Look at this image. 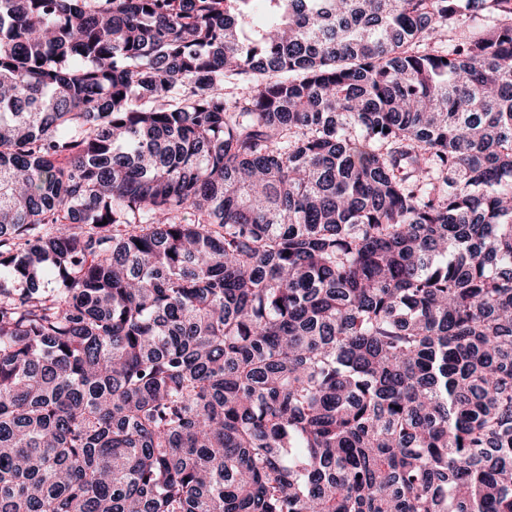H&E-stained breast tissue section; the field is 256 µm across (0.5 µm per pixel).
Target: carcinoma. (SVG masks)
Returning a JSON list of instances; mask_svg holds the SVG:
<instances>
[{
    "mask_svg": "<svg viewBox=\"0 0 512 512\" xmlns=\"http://www.w3.org/2000/svg\"><path fill=\"white\" fill-rule=\"evenodd\" d=\"M0 512H512V0H0Z\"/></svg>",
    "mask_w": 512,
    "mask_h": 512,
    "instance_id": "obj_1",
    "label": "carcinoma"
}]
</instances>
